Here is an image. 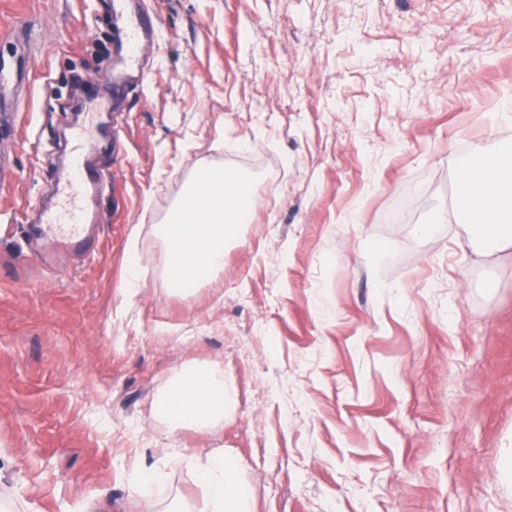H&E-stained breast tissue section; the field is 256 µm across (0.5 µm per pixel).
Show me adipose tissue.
Masks as SVG:
<instances>
[{"mask_svg": "<svg viewBox=\"0 0 512 512\" xmlns=\"http://www.w3.org/2000/svg\"><path fill=\"white\" fill-rule=\"evenodd\" d=\"M455 191L461 200L457 222L462 250L477 255L511 250L512 147L478 149L476 161L463 165ZM252 207L245 179L220 168L198 170L164 222L153 227L166 251L169 286L182 291L219 273L224 248L248 223ZM233 403L222 367L189 366L169 377L152 408L173 435L217 428ZM195 471L201 501L190 503L176 495L165 512H252V488L223 453L208 454Z\"/></svg>", "mask_w": 512, "mask_h": 512, "instance_id": "obj_1", "label": "adipose tissue"}]
</instances>
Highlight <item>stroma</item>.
Returning <instances> with one entry per match:
<instances>
[{
    "mask_svg": "<svg viewBox=\"0 0 512 512\" xmlns=\"http://www.w3.org/2000/svg\"><path fill=\"white\" fill-rule=\"evenodd\" d=\"M148 7L146 76L118 85L125 0H0V499L147 512L133 466L196 500L186 460L220 449L254 512H512V250L463 252L452 221L462 164L512 145V0ZM105 111L93 244L42 241L46 270L28 226ZM201 166L253 176L256 207L223 272L175 292L150 227ZM190 364L235 403L171 435L152 402Z\"/></svg>",
    "mask_w": 512,
    "mask_h": 512,
    "instance_id": "stroma-1",
    "label": "stroma"
}]
</instances>
